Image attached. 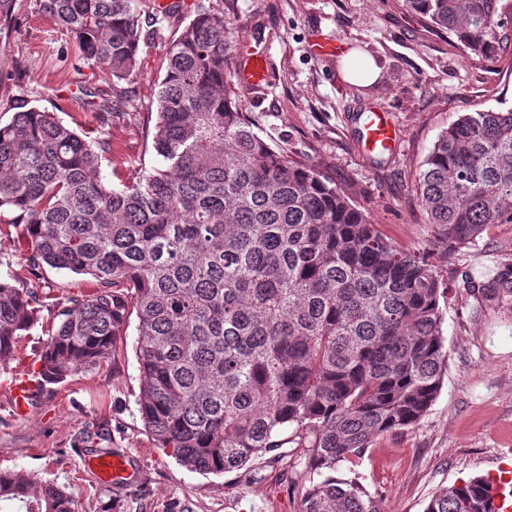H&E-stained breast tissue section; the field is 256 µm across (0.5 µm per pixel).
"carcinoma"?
<instances>
[{"label":"carcinoma","instance_id":"cac0c4a2","mask_svg":"<svg viewBox=\"0 0 512 512\" xmlns=\"http://www.w3.org/2000/svg\"><path fill=\"white\" fill-rule=\"evenodd\" d=\"M17 0H0V36ZM467 55L512 46L503 0H403ZM73 34L78 61L118 81L138 68L136 0H36ZM224 16L198 0L154 84L160 164L122 189L100 175L106 139L57 113L15 104L0 126V224H22L33 270L97 281L60 306L39 376L58 384L106 362L136 315L140 417L157 447L203 474L240 470L288 446L306 449L300 512H379L359 483L324 471L409 428L448 365L447 287L425 253L388 242L348 193L255 131L226 76ZM446 260L493 224H512V108L461 115L412 183ZM467 287L512 289L498 271ZM36 295L0 279V367L35 326ZM321 480H314V476ZM72 512L51 482L0 472V503ZM424 512H493L488 479L432 495Z\"/></svg>","mask_w":512,"mask_h":512}]
</instances>
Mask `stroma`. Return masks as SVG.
<instances>
[{"mask_svg": "<svg viewBox=\"0 0 512 512\" xmlns=\"http://www.w3.org/2000/svg\"><path fill=\"white\" fill-rule=\"evenodd\" d=\"M224 16L231 42L229 70L244 112L264 138L300 164L347 186L352 203L394 245L424 250L435 227L419 207L411 181L438 135L460 115L512 107V51L467 58L456 38L436 35L402 0H210ZM182 14L140 44L138 71L121 81L125 104L102 123L90 93L112 77L77 62L66 29L39 15L35 0H17L16 25L0 48V122L11 101L56 112L91 139L107 138L101 174L122 188L158 159L147 139L156 120L152 88L166 51L189 23ZM264 60L261 89L239 83L249 54ZM379 70L370 90L354 92L350 56ZM384 107L401 135L384 154L366 152L359 115ZM15 224H0V278L16 274L39 299L38 327L22 337L0 368V471L52 482L74 512H299L308 485L304 449L265 455L249 471L203 475L157 448L138 409L141 377L128 328L111 358L64 383L47 386L27 416L14 415L6 381L38 366L60 302L91 294L92 277L43 267L30 273V253ZM512 268V224L487 228L448 265L442 308L448 369L426 415L411 428L377 437L334 475L354 479L380 512H424L433 493L477 476L503 477L512 490V292L483 297L463 284L466 271ZM128 448L148 479L115 493L82 464L83 457Z\"/></svg>", "mask_w": 512, "mask_h": 512, "instance_id": "35a3bbf8", "label": "stroma"}]
</instances>
